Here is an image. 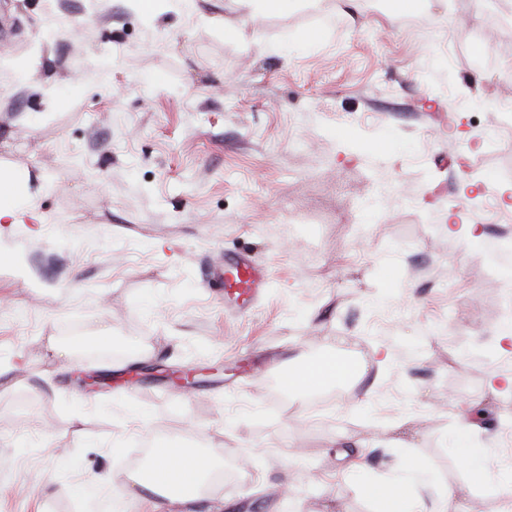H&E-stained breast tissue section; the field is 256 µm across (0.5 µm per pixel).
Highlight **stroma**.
<instances>
[{
	"label": "stroma",
	"instance_id": "1",
	"mask_svg": "<svg viewBox=\"0 0 512 512\" xmlns=\"http://www.w3.org/2000/svg\"><path fill=\"white\" fill-rule=\"evenodd\" d=\"M500 12L0 0V169L44 188L41 226L0 228V512H146L150 443L246 460L224 512H378L363 486L399 479L412 512H503L512 252L462 188L512 186ZM233 247L270 274L245 316L201 275ZM334 356L363 374L330 407H270L277 365Z\"/></svg>",
	"mask_w": 512,
	"mask_h": 512
}]
</instances>
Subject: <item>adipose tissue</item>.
<instances>
[{
	"instance_id": "obj_1",
	"label": "adipose tissue",
	"mask_w": 512,
	"mask_h": 512,
	"mask_svg": "<svg viewBox=\"0 0 512 512\" xmlns=\"http://www.w3.org/2000/svg\"><path fill=\"white\" fill-rule=\"evenodd\" d=\"M28 176L0 171V224H21L37 220V191L28 186ZM210 468L199 450L172 448L151 460L146 475L137 477L147 493L168 490V512H197L200 489Z\"/></svg>"
}]
</instances>
